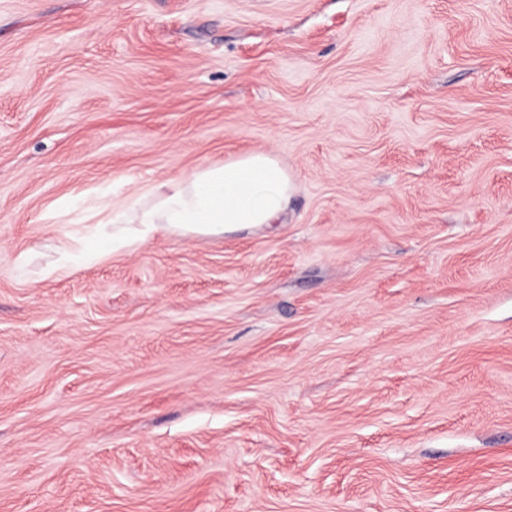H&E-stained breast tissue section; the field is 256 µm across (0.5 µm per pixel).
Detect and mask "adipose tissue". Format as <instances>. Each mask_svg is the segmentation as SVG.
<instances>
[{
    "mask_svg": "<svg viewBox=\"0 0 512 512\" xmlns=\"http://www.w3.org/2000/svg\"><path fill=\"white\" fill-rule=\"evenodd\" d=\"M292 190L287 170L273 154L250 152L170 179L162 191L149 188L124 199L102 194L74 239L102 260L117 247L134 249L159 234L219 238L273 224Z\"/></svg>",
    "mask_w": 512,
    "mask_h": 512,
    "instance_id": "adipose-tissue-1",
    "label": "adipose tissue"
}]
</instances>
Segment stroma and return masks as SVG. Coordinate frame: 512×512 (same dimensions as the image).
<instances>
[{
  "label": "stroma",
  "mask_w": 512,
  "mask_h": 512,
  "mask_svg": "<svg viewBox=\"0 0 512 512\" xmlns=\"http://www.w3.org/2000/svg\"><path fill=\"white\" fill-rule=\"evenodd\" d=\"M254 151L273 227L52 274ZM0 512H512V0H0Z\"/></svg>",
  "instance_id": "stroma-1"
}]
</instances>
